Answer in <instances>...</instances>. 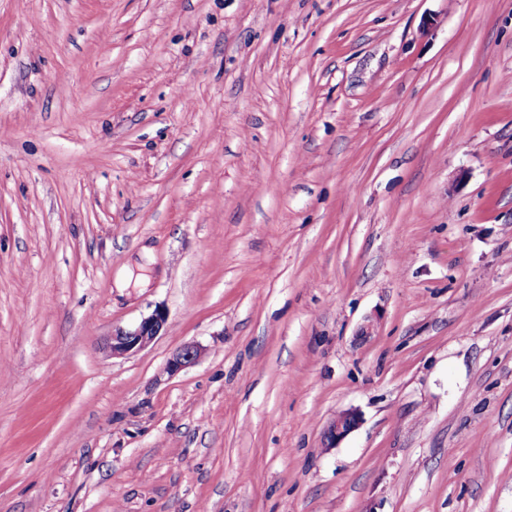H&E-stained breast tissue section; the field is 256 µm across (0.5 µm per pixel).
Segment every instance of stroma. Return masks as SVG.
I'll return each mask as SVG.
<instances>
[{"instance_id": "obj_1", "label": "stroma", "mask_w": 512, "mask_h": 512, "mask_svg": "<svg viewBox=\"0 0 512 512\" xmlns=\"http://www.w3.org/2000/svg\"><path fill=\"white\" fill-rule=\"evenodd\" d=\"M0 512H512V0H0ZM165 321L166 314L156 310L134 328L116 330L107 346L109 353L112 356H126L148 347L159 336ZM360 423L361 415L357 410H346L336 415L324 433L325 447H337L342 440L358 428Z\"/></svg>"}]
</instances>
